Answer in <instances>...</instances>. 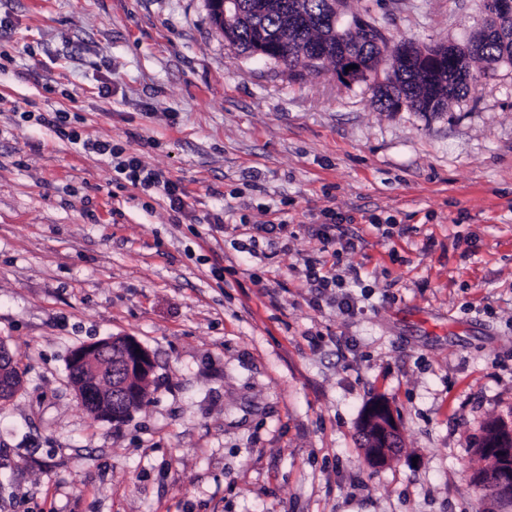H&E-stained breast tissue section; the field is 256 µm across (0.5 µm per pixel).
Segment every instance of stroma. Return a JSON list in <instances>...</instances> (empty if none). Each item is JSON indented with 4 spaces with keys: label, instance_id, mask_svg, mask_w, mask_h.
Segmentation results:
<instances>
[{
    "label": "stroma",
    "instance_id": "1",
    "mask_svg": "<svg viewBox=\"0 0 512 512\" xmlns=\"http://www.w3.org/2000/svg\"><path fill=\"white\" fill-rule=\"evenodd\" d=\"M349 4L394 44L479 23L476 0ZM51 109L185 210L40 126ZM329 213L355 247L319 241ZM310 257L339 287L307 288ZM111 336L155 362L121 424L68 372ZM0 342L23 372L0 512H512L472 481L512 420V64L447 111L383 112L332 64L292 81L239 53L206 0H0ZM379 396L401 443L373 470L357 422ZM65 112L40 113L37 121L41 126L58 136L66 137L73 145H78L84 152H93L100 156L109 155L112 159L113 170L117 174L116 182L125 181L132 188L143 193H161L172 209L181 211L185 207L184 197L187 193L176 181L162 179L156 171L149 169L137 156H122V151L112 145L108 140H82V135L76 130L65 133L62 130ZM487 431H488L487 433L489 434V437H488L486 443L482 442L480 448H478V451L482 455L483 458L490 461V469L485 472L484 476H482V477L478 476L475 479L476 484L481 486L482 487L481 489L484 490L487 495H490L492 497L501 498V496H509L506 492L502 493L500 490L496 489L495 487L482 484L481 481L483 480V478L485 476H488L490 474V472L493 470V468H494L493 458L496 457V455H497L496 448H488L487 443L490 444L492 442H497V443L502 442V443H505L508 445L509 441L511 442V440H509V433H511V435H512V427H508V425L502 420H497V421H493L488 424ZM511 494H512V489H511ZM511 494L509 496L510 498H512Z\"/></svg>",
    "mask_w": 512,
    "mask_h": 512
}]
</instances>
